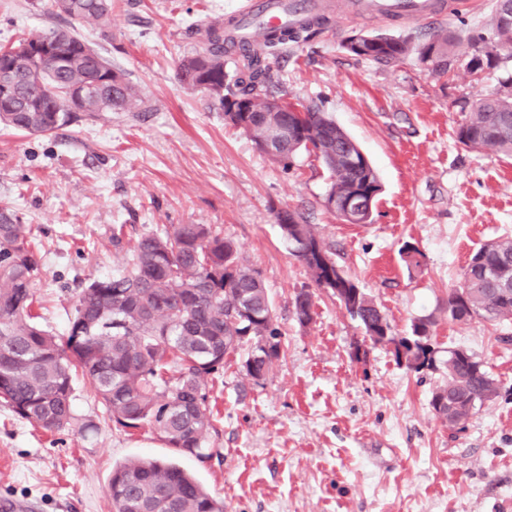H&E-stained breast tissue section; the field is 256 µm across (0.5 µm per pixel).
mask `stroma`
I'll return each instance as SVG.
<instances>
[{
	"instance_id": "stroma-1",
	"label": "stroma",
	"mask_w": 512,
	"mask_h": 512,
	"mask_svg": "<svg viewBox=\"0 0 512 512\" xmlns=\"http://www.w3.org/2000/svg\"><path fill=\"white\" fill-rule=\"evenodd\" d=\"M324 2L327 28L278 49L263 89L319 106L359 142L383 186L366 225L326 209L329 177L313 155L282 169L207 93L181 83L182 56L202 47L210 21L245 0H113L105 34L40 0H0V45L77 28L125 72L145 106L44 136L0 129V200L38 244V323L66 338L84 284L123 269L142 233L211 225L260 271L283 350L259 382L246 376L243 354L226 360L209 388L217 418L209 442L218 454L181 461L224 512H512V321L448 320V294L471 254L512 236V156L471 151L455 137L457 99L492 92L495 73L437 77L413 58L382 65L343 48L359 31L424 42L449 29L465 39L484 30L493 0H442L432 22L358 16L340 0ZM281 207L314 225L396 335L434 320L436 370L411 371L382 345L367 344L365 360L353 359V346L366 344L363 330L293 255L274 218ZM117 224L126 232L118 247ZM407 243L420 250L422 270L402 261ZM304 289L315 301L306 326L293 313ZM458 347L484 364L498 394L454 429L430 401ZM74 410L86 432L50 435L0 404V512H112L113 469L171 453L150 428L110 422L79 377Z\"/></svg>"
}]
</instances>
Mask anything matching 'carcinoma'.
<instances>
[{"label":"carcinoma","instance_id":"obj_1","mask_svg":"<svg viewBox=\"0 0 512 512\" xmlns=\"http://www.w3.org/2000/svg\"><path fill=\"white\" fill-rule=\"evenodd\" d=\"M48 8L71 19L92 20L107 32L112 27V0H49ZM512 0H495L491 35L473 34L467 51L460 39L441 31L428 42L387 33H364L345 46L359 59L380 64L432 57L441 61L434 75H445L463 63L477 75L499 71L500 90L466 98L468 112L456 140L468 150L512 156V22L505 9ZM322 15L299 29H268L260 43L239 47L226 36L227 24L211 22L201 49L179 61L181 82L224 101L248 99L254 112H226L224 119L259 143L264 125L278 114L263 112L266 94L257 93L269 74L270 48L288 40L309 39ZM50 40L54 55L43 57L31 46ZM237 51L242 65L224 68V57ZM10 85L0 101V125L31 135L66 127L82 113L92 121L112 119L115 111L132 112L144 104L124 72L112 66L79 34L69 29L30 34L0 48V83ZM305 141L295 140L268 158L284 169L304 150L329 173L326 200L377 201L379 176L357 153L355 141L329 113L302 107ZM283 236L299 249L315 285L336 277L351 289L355 281L334 258L314 225L287 208L273 210ZM36 243L13 207L0 203V402L21 419L44 431L73 425V382L88 380L109 419L125 429L149 427L175 455L210 456L214 430L207 405L208 387L224 362L252 344L243 362L246 375L265 379L280 360V333L273 323V301L260 271L240 256L235 243L207 224H171L140 235L128 266L109 277L89 280L80 293L62 344L42 329L35 313ZM343 307L365 335H393L381 309L365 293ZM294 316L301 326L314 317V295L298 293ZM512 320V238L479 247L464 269L459 287L448 294V321ZM447 383L432 396L452 408L451 424H466L478 406L497 394L483 364L469 352L448 350ZM112 512H224L212 496L177 463L146 458L112 470Z\"/></svg>","mask_w":512,"mask_h":512}]
</instances>
